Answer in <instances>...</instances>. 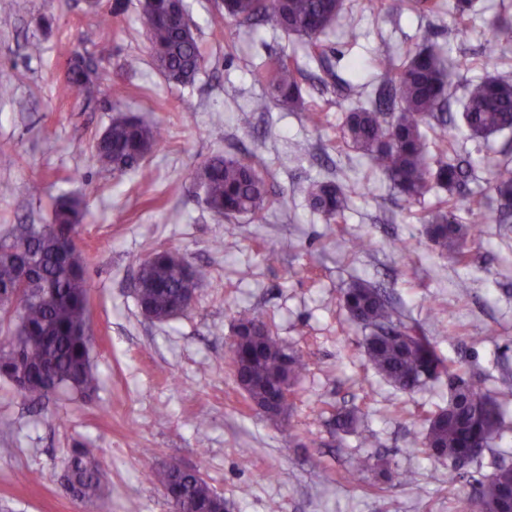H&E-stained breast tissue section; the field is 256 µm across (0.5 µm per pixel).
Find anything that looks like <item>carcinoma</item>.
I'll use <instances>...</instances> for the list:
<instances>
[{"mask_svg":"<svg viewBox=\"0 0 512 512\" xmlns=\"http://www.w3.org/2000/svg\"><path fill=\"white\" fill-rule=\"evenodd\" d=\"M343 0H221L218 10L236 22L270 26L296 35L313 45L335 23L343 10ZM432 10L431 0H390L387 9ZM184 0H141L140 23L149 40L153 62L166 81L192 83L204 65V55L191 22L184 21ZM490 37L485 54L494 57L512 45V21L498 18L488 25ZM440 46H427L391 65L390 76L367 107L351 110L341 128L342 140L367 156L372 168L381 173L401 194L421 198L433 190L446 196L437 198L435 213L426 225V235L442 253L458 263L470 260L467 243L474 240L479 226L489 220L481 208L467 209V223L456 218L457 196L473 175L470 161L461 158L429 162L432 142L423 129L448 128V71ZM299 66L287 56L268 61L259 79L264 93L252 103L263 112L276 101L289 108L305 107L298 81ZM103 75L85 55L76 51L68 63L60 87V98L78 94L91 102L101 91ZM112 117L109 126L95 138L92 158L98 167L122 176L130 171L146 174L143 162L158 146L161 133L124 109L128 90L114 81ZM461 119L469 135L484 139L512 130V68L485 74L467 85ZM196 183L203 204L226 219L255 213L278 200L270 197L265 178L247 158L220 153L200 164ZM500 199L496 223L512 224V170L497 174L495 185ZM304 194L312 209L331 222L344 215L349 199L332 180H311ZM52 222L27 240L37 257L39 277L51 287L54 299L40 303L21 293L18 323L25 335L22 346L0 349V376L34 400L51 395L50 389L63 386L82 399H90L98 387L91 364V342L82 334L89 321V260L71 233L84 223L82 200L62 195L51 204ZM208 277L203 265H193L177 249L158 247L140 268L142 288L136 297L139 308L166 316L186 308L185 288L191 280L201 283ZM16 290L17 270L8 255L0 257V291ZM349 318L368 331L364 353L371 365L399 390L412 392L426 382L448 376V403L425 417V434L418 452L456 468L468 464L501 439L503 416L497 396H512V384L497 390L486 388L479 376L464 378L450 370L437 354L434 343L416 325L405 322L380 285L357 280L341 295ZM270 336L260 349L242 342L231 359L238 381L245 385L251 407L263 404L282 383L288 396L307 370V362L296 350L284 347L272 325L249 310L238 314L235 335L249 336L256 328ZM23 360L33 370L23 384L15 382V365ZM336 430L348 434L358 430L363 414L358 409L332 413ZM101 463L87 448L76 451L68 464V482L80 500L93 502L100 489ZM168 488L171 512H220L224 497L201 473L188 474L179 462H170L162 473ZM512 484V466L501 465L486 480L478 482L476 499L481 512H508L505 490Z\"/></svg>","mask_w":512,"mask_h":512,"instance_id":"cac0c4a2","label":"carcinoma"}]
</instances>
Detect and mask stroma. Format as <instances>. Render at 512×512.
I'll return each instance as SVG.
<instances>
[{"label":"stroma","instance_id":"35a3bbf8","mask_svg":"<svg viewBox=\"0 0 512 512\" xmlns=\"http://www.w3.org/2000/svg\"><path fill=\"white\" fill-rule=\"evenodd\" d=\"M435 11L372 12L368 0H345L313 58L305 40L271 27L226 23L214 0H186L206 66L188 85L168 83L152 62L138 0H0V72L13 74L0 98V242L22 224L51 221L50 201L66 194L89 212L80 244L89 256L92 363L99 388L91 401L60 393L33 402L0 379V512H169L160 474L173 460L199 469L229 512H480L476 480L512 465V397L503 402L506 432L460 470L413 450L423 412L445 406L448 380L405 393L367 362L365 333L340 302L354 280L383 284L405 321L417 324L455 372L475 374L488 389L512 383V226L495 223L492 189L499 164L512 162V131L474 140L462 125L448 129L474 177L459 209L480 202L491 220L471 244V263L440 256L423 230L434 196L415 201L372 171L361 152L344 146L347 112L386 78L389 60L431 43L449 67L448 106L461 109L469 80L512 64L484 59L488 22L512 16V0H475L464 18L453 0ZM95 56L106 79L130 88L127 105L159 127L147 176L119 178L92 159L95 138L112 121V96L94 104L57 96L72 51ZM294 57L308 113L263 94L255 64ZM136 71L124 70L128 56ZM215 152L255 159L276 205L224 219L201 203L200 163ZM335 181L349 195L337 223H325L303 188ZM41 182L32 195V182ZM365 250H357L359 240ZM159 246L182 252L210 275L188 313L152 322L140 313L131 281ZM278 258L268 262L266 250ZM270 320L279 341L309 368L283 421L249 410L230 369V338L240 310ZM359 408L369 444L329 423L332 410ZM102 463L97 498L82 503L69 491L65 467L74 449ZM381 457L390 478L354 473L356 457ZM414 481H405V473Z\"/></svg>","mask_w":512,"mask_h":512}]
</instances>
